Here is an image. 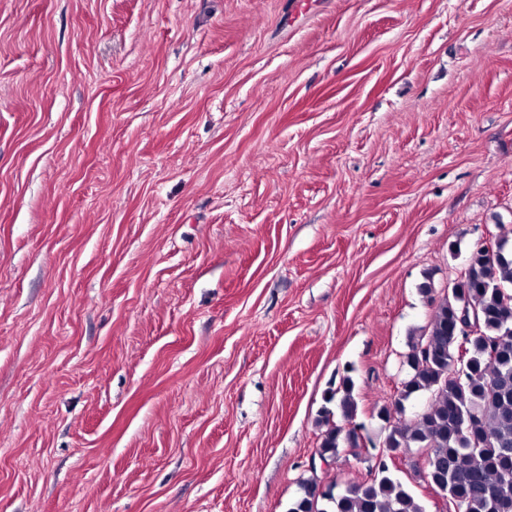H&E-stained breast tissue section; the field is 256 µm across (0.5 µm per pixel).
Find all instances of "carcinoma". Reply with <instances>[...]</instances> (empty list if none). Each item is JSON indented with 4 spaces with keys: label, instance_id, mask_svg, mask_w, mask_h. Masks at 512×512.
<instances>
[{
    "label": "carcinoma",
    "instance_id": "obj_1",
    "mask_svg": "<svg viewBox=\"0 0 512 512\" xmlns=\"http://www.w3.org/2000/svg\"><path fill=\"white\" fill-rule=\"evenodd\" d=\"M480 316L481 335L468 345L462 375H451L457 348L450 342L461 310ZM429 355H421L423 347ZM411 374L402 384L391 411L416 393L430 400L412 421L399 419L385 440L386 453L419 448L426 456L423 480L438 489L459 512H512V248L500 242L489 256L478 246L468 259V273L451 299L438 301L431 331L407 354ZM341 416L353 424L357 402L353 381L346 377L331 391ZM326 411L327 429L318 452L335 459L349 445L355 429L345 428ZM301 493L288 512H423L406 487L392 478L388 458L379 460L372 479L331 484L319 490L314 480L300 484Z\"/></svg>",
    "mask_w": 512,
    "mask_h": 512
}]
</instances>
